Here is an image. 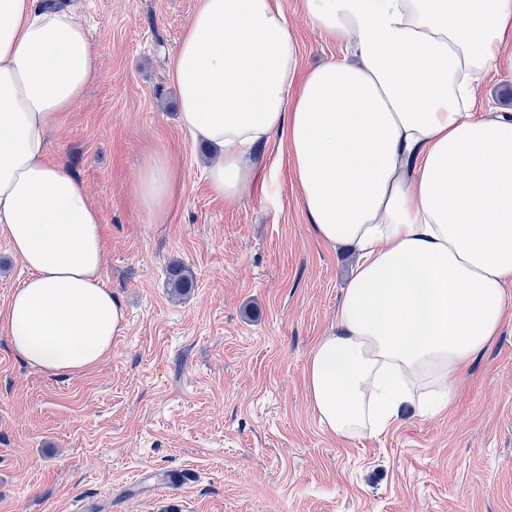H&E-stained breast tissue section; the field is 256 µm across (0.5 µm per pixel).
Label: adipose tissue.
<instances>
[{
  "instance_id": "ef3b65f1",
  "label": "adipose tissue",
  "mask_w": 512,
  "mask_h": 512,
  "mask_svg": "<svg viewBox=\"0 0 512 512\" xmlns=\"http://www.w3.org/2000/svg\"><path fill=\"white\" fill-rule=\"evenodd\" d=\"M336 58L299 70L281 0H199L172 59L181 125L210 145L211 192L238 201L255 155L284 148L314 235L355 254L305 367L322 428L376 436L435 416L512 309V113L482 110L512 73V0H304ZM96 73L81 22L0 0V236L29 271L0 309L13 349L47 374L112 352L122 302L103 283L99 213L47 161V133ZM178 175L164 149L137 194L164 223ZM478 97L486 108L512 109V74L491 73L479 89Z\"/></svg>"
}]
</instances>
